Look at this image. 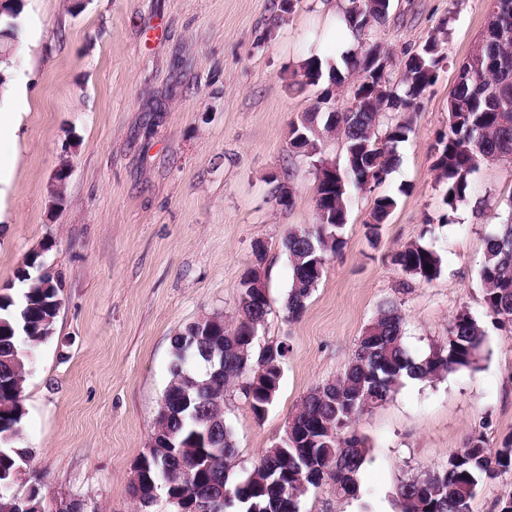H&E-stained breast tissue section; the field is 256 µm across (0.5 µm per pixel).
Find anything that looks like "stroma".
I'll return each instance as SVG.
<instances>
[{
	"mask_svg": "<svg viewBox=\"0 0 512 512\" xmlns=\"http://www.w3.org/2000/svg\"><path fill=\"white\" fill-rule=\"evenodd\" d=\"M23 0L10 64L22 113L0 139L12 177L0 191V291L23 285L18 269L39 252L63 280L53 337L30 352L19 447L28 462L13 487L39 484L48 506L75 500L84 512H136L134 466L146 452L171 380L174 336L202 316L234 325L240 279L259 267L269 312L258 344L284 342L279 390L263 419L238 392L224 399L246 476L282 435L303 397L340 376L359 338L387 302L404 319L415 358L448 339L468 311L485 331L477 368L435 381L404 382L352 431L369 447L359 494L325 483L302 512H399L401 481L447 464L469 438L499 448L512 436V330L488 313L480 281L486 240L512 211V164L482 166L452 223L434 180L436 140L448 129L456 69L483 29L488 0H393L371 35L401 55L446 27L447 60L419 111L387 112L410 123L399 162L380 192L397 205L369 240L375 193L350 192L344 246L327 261L299 320L284 300L292 270L283 240L316 222V170L288 149L289 126L313 105L317 88H291L310 56L342 67L345 0ZM69 161L67 203L50 189ZM288 185L294 203L276 204ZM443 259L426 282L403 273L392 254L412 242Z\"/></svg>",
	"mask_w": 512,
	"mask_h": 512,
	"instance_id": "1",
	"label": "stroma"
}]
</instances>
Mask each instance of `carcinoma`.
Masks as SVG:
<instances>
[{"mask_svg": "<svg viewBox=\"0 0 512 512\" xmlns=\"http://www.w3.org/2000/svg\"><path fill=\"white\" fill-rule=\"evenodd\" d=\"M391 0H346L343 18L355 33L360 50L344 59L346 73L324 70L318 57H311L302 70L293 73L290 86L303 90L328 81L309 112L291 123L289 148L306 153L308 128L316 124L325 137L343 142L345 166L340 179L317 184V223L306 230H291L284 246L292 268V281L285 301L288 318L299 319L323 270L309 267L312 258L328 256L342 248L340 230L346 224L349 189L382 185L391 173L398 144L411 126L396 123L379 133L378 115L416 112L438 79L445 56L441 52L442 31L436 30L417 50L403 52L402 74L396 93H388L391 72L382 62L390 54L370 42L371 31L384 22ZM482 69L473 71L448 103V131L440 134L432 170L435 182L444 187L449 213L466 200L471 177L492 160L512 163V43L504 46L492 38L478 45ZM356 83L354 100L359 111H323L332 87L346 79ZM396 207L391 195L374 198L370 239L379 237L382 224ZM393 264L404 273L431 282L442 271L441 256L419 242L397 250ZM431 269H426V266ZM257 275L248 269L240 282L238 323L226 328L216 320L206 325L217 335L205 336L189 325L173 338L172 379L158 413L154 433L161 443L174 436L180 448L175 455L157 448L140 457L131 482L132 494L145 505L162 492L171 508L189 495L200 512H301L302 498L320 485L307 478L315 472L336 485L342 498L358 496V473L369 449L364 438L348 431L355 417L388 401L407 378L434 381L460 368L477 366L485 333L467 312H459L448 325V341L436 345L422 359L414 358L403 342V317L397 304L388 302L359 339L357 351L343 374L313 389L288 420L283 437L264 450L260 462L244 478H232L237 451L231 428L219 412L214 397L221 390L236 388L255 418L261 420L279 390L277 368L258 363L259 351L250 334L263 326L267 308L254 300L255 289L246 287ZM483 300L501 327H512V216L498 225L487 239L480 271ZM63 288L60 276L46 275L31 284L25 304L16 312L12 295L0 292V512H14L10 489L19 480V467L27 457L17 446L25 415L21 397L26 380L28 355L50 339L59 312ZM512 471V438L500 448L486 447L480 438L448 459V464L422 477L401 482L397 491L400 512H457L471 504L479 485ZM229 492L224 508L218 509L210 490Z\"/></svg>", "mask_w": 512, "mask_h": 512, "instance_id": "cac0c4a2", "label": "carcinoma"}]
</instances>
